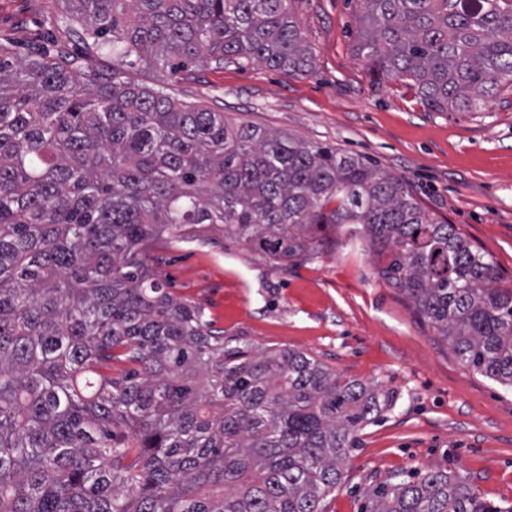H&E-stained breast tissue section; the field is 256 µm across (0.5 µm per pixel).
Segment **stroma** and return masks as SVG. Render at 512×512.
Returning <instances> with one entry per match:
<instances>
[{
  "mask_svg": "<svg viewBox=\"0 0 512 512\" xmlns=\"http://www.w3.org/2000/svg\"><path fill=\"white\" fill-rule=\"evenodd\" d=\"M289 7L312 53L310 73L252 63L197 69L170 83L139 67L127 76L405 176L427 210L493 260L500 287L512 288V86H501L482 112L429 111L411 82L375 79L356 55V0ZM80 32L55 0H0V42L18 53L36 33L77 52ZM312 235L323 248L284 266L218 229L206 246L156 249L152 265L230 344L297 350L394 392L393 406L359 431L322 512H363L366 487L414 470H458L487 500L512 503V391L463 366L379 276L358 225L329 224Z\"/></svg>",
  "mask_w": 512,
  "mask_h": 512,
  "instance_id": "1",
  "label": "stroma"
}]
</instances>
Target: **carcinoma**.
<instances>
[{
	"label": "carcinoma",
	"mask_w": 512,
	"mask_h": 512,
	"mask_svg": "<svg viewBox=\"0 0 512 512\" xmlns=\"http://www.w3.org/2000/svg\"><path fill=\"white\" fill-rule=\"evenodd\" d=\"M57 2L85 24L82 55L0 42V512H322L395 396L295 350L229 348L173 296L151 252L217 227L286 265L315 251L312 225H361L381 277L512 389V289L405 177L127 80L136 65L308 73L288 0ZM357 2V55L431 111H480L512 84V0ZM366 512L512 504L430 471L374 488Z\"/></svg>",
	"instance_id": "carcinoma-1"
}]
</instances>
